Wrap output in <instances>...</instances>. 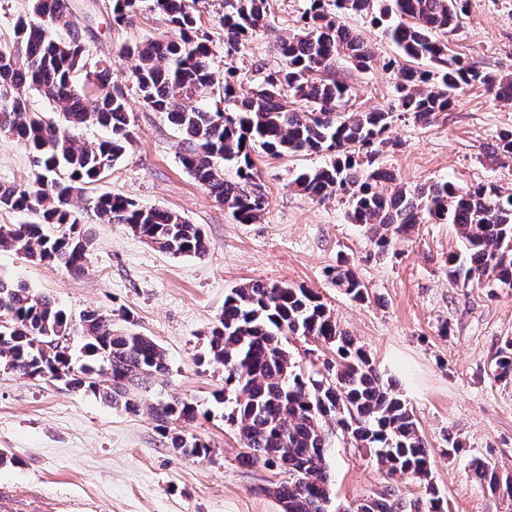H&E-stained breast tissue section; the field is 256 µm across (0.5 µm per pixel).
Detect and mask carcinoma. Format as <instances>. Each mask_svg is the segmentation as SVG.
<instances>
[{"label": "carcinoma", "mask_w": 512, "mask_h": 512, "mask_svg": "<svg viewBox=\"0 0 512 512\" xmlns=\"http://www.w3.org/2000/svg\"><path fill=\"white\" fill-rule=\"evenodd\" d=\"M309 0L298 30L281 39L280 65L264 73L250 95L238 99L236 71L211 67L210 40L197 27L199 0H111L112 24L127 28L145 6L166 16L173 35L147 37L119 47L137 64L118 76L110 64L88 69L86 46L71 0H31L17 19L11 44L0 45V135L13 137L38 158L31 186L0 184V209L30 214L27 224H0V250L77 275L89 263L92 243L78 229L83 202L106 224H126L160 252L201 258L207 243L197 224L181 214L142 206L119 193L86 196L90 186L125 155L134 139L127 94L130 83L142 105L162 113L184 136L180 163L238 224H256L266 195L252 157L255 147L272 157L326 154L325 165L298 174L296 188L316 202L339 199L347 217L366 229L381 253L408 238L419 224H451L461 252L445 261L448 279L467 288H512V193L490 185L467 189L434 182L408 186L380 166L393 113L428 125L451 109L468 86L484 87L498 101L512 100L504 79L451 53L448 36L460 26L466 0ZM345 12L371 16L398 57L382 68L398 70L387 109L349 112L350 87L336 77L338 59L358 69L377 64L372 48L340 20ZM267 0H225L220 25L224 50L237 53L267 26ZM37 92L52 116L33 112L23 92ZM220 103H204L213 92ZM99 125L101 141H81L72 130ZM493 160L512 159V131L498 136ZM235 162L236 179L224 177ZM331 282L352 300L367 299L354 271L338 262ZM82 350L89 362H72L73 319L53 300L24 283L0 277V364L30 377L61 376L74 390L138 415L147 412L176 453L209 455L208 445L186 432L197 407L179 397L149 403V384L169 371L163 347L152 337L112 322L97 309L80 315ZM299 336L333 354L322 367L304 371L288 351ZM208 359L224 366V389L235 395L229 420L238 432L245 466L275 467L288 481L272 493L284 512H353L334 506L325 456L328 429L341 430L369 449L388 477L410 474L424 493L406 500L393 489L358 503L359 512H446L431 478L430 452L413 409L386 380L332 311L307 288L249 281L232 289L210 328ZM490 376L512 382V339L493 357ZM475 476L489 489L502 477L480 462Z\"/></svg>", "instance_id": "1"}]
</instances>
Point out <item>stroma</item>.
<instances>
[{"label": "stroma", "instance_id": "stroma-1", "mask_svg": "<svg viewBox=\"0 0 512 512\" xmlns=\"http://www.w3.org/2000/svg\"><path fill=\"white\" fill-rule=\"evenodd\" d=\"M91 60L119 57L125 42L167 32L160 13L141 11L133 26L111 25L109 0H73ZM306 0H269L270 26L256 32L239 53L226 55L219 19L224 0H204L197 24L214 50L211 66L236 67L243 89L259 69L278 65L276 43L297 26ZM344 22L371 44L379 65L362 71L348 62L336 73L353 90V110L388 107L397 81L381 63L395 56L368 18ZM451 49L498 75L512 76V0H468ZM135 138L123 160L93 192L120 193L146 206L176 211L199 225L208 245L203 258L159 252L123 224H106L93 210L80 212V228L92 239L91 262L73 275L55 265L34 264L0 251V276L50 296L72 317L87 309L129 318L165 350L164 384L144 394L153 402L177 395L197 405L188 433L208 443V458L168 448L150 415H129L61 381H48L0 366V512H283L265 488L283 482L276 468L239 461V436L227 416L235 396L224 389V368L206 357L208 334L224 296L236 285L262 280L317 292L338 323L364 346L386 374L400 382L433 457L432 478L450 512H512V499L476 481L470 464L480 459L512 476V383L489 375V363L512 338V288H462L449 281L444 262L460 244L452 225L423 224L386 253L351 223L339 201L319 204L298 191L301 170L326 156L271 157L256 153L267 204L256 224L234 223L179 162L180 133L129 94ZM512 129V103L493 100L481 86L467 87L452 110L429 125L395 118L380 164L406 185L451 181L466 188L491 183L512 192V160L488 155L500 132ZM34 167L25 147L0 137V183L28 184ZM347 261L369 298L356 302L330 282L327 267ZM462 451L443 456L448 438ZM326 464L337 502L346 504L392 488L412 499L422 484L408 475L388 478L369 451L331 436Z\"/></svg>", "mask_w": 512, "mask_h": 512}]
</instances>
